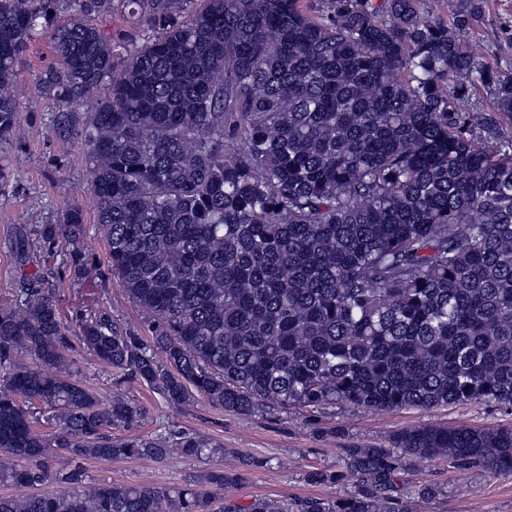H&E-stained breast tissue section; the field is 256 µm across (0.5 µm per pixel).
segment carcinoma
Here are the masks:
<instances>
[{"mask_svg":"<svg viewBox=\"0 0 512 512\" xmlns=\"http://www.w3.org/2000/svg\"><path fill=\"white\" fill-rule=\"evenodd\" d=\"M0 0V140L19 138L11 93L31 41L56 61L39 87L84 145L91 192L122 287L150 335L102 311L79 342L174 405L196 392L226 411L342 404L386 411L484 403L512 413V71L467 40L481 9L431 20L422 0H127L153 32L117 50L90 19L112 0ZM488 88L493 106L470 110ZM72 245L89 276L83 215L37 230ZM22 277L0 308V512H238L195 484L85 483L84 458L220 453L195 432L114 439L143 416L102 403L73 373L71 327ZM48 412L57 431L35 429ZM354 493L247 512H417L440 493H398L409 458L512 476V427L411 426L388 445L349 443ZM240 475L221 468L222 490Z\"/></svg>","mask_w":512,"mask_h":512,"instance_id":"carcinoma-1","label":"carcinoma"}]
</instances>
